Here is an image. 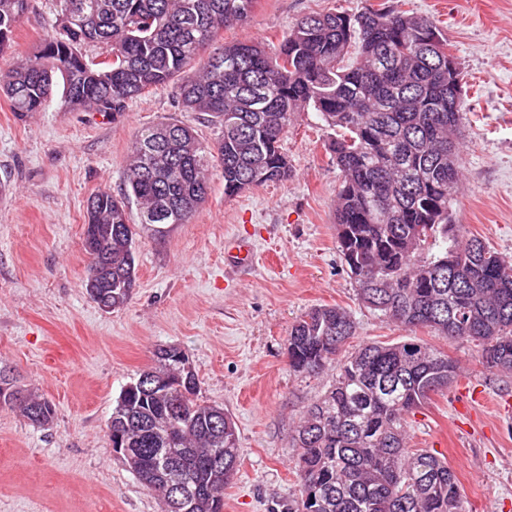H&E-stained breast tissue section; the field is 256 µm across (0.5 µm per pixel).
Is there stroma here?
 I'll list each match as a JSON object with an SVG mask.
<instances>
[{
  "label": "stroma",
  "instance_id": "stroma-1",
  "mask_svg": "<svg viewBox=\"0 0 512 512\" xmlns=\"http://www.w3.org/2000/svg\"><path fill=\"white\" fill-rule=\"evenodd\" d=\"M387 4L434 18L462 74L461 189L452 223L512 261V0H257L247 22L219 44L271 47L295 19ZM56 0H30L0 71L32 54L51 30ZM176 121L204 143L214 130L178 107L174 85L149 89L121 117L13 112L0 97V368L55 407L46 427L0 409V512H162L113 452L107 424L122 389L152 364L155 348L185 351L203 400L227 411L240 462L224 488V512H281L293 494L294 429L335 379L288 366V333L310 308L335 305L356 322L355 343L399 341L405 329L362 305L336 244L340 172L335 132L304 112L283 141L292 176L224 195L220 170L195 218L156 238L136 227L137 286L107 312L88 296L82 246L88 199L119 193L129 145L141 127ZM235 238L252 266L227 260ZM414 336L462 368L410 419L409 446L438 453L455 472L468 512H512V375L480 363L474 345L427 328Z\"/></svg>",
  "mask_w": 512,
  "mask_h": 512
}]
</instances>
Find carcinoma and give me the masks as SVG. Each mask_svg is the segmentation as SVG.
Returning <instances> with one entry per match:
<instances>
[{"mask_svg":"<svg viewBox=\"0 0 512 512\" xmlns=\"http://www.w3.org/2000/svg\"><path fill=\"white\" fill-rule=\"evenodd\" d=\"M255 2L57 0L44 43L0 73V96L15 112L45 110L61 81L65 110L114 118L173 82L178 105L215 129L211 145L175 122L135 132L123 192L87 201L83 244L101 246L85 279L89 297L114 311L137 286L130 203L141 224H188L211 168L228 198L286 181L282 141L297 114L317 112L336 131V243L364 305L405 329L467 339L485 367L511 374L512 261L448 223L464 115L448 36L428 17L383 5L303 16L273 48L237 42L207 53ZM28 8L29 0H0V55ZM90 43L106 45L109 59L88 58ZM355 332L351 316L330 305L309 309L289 332L292 370L331 366L336 379L295 428L296 493L285 512H465L448 463L409 448L407 430L411 414L456 382L457 364L412 338L348 352ZM199 392L189 356L160 347L112 408V448L165 512H224V486L238 470L235 423ZM0 407L37 427L55 416L3 371Z\"/></svg>","mask_w":512,"mask_h":512,"instance_id":"obj_1","label":"carcinoma"}]
</instances>
